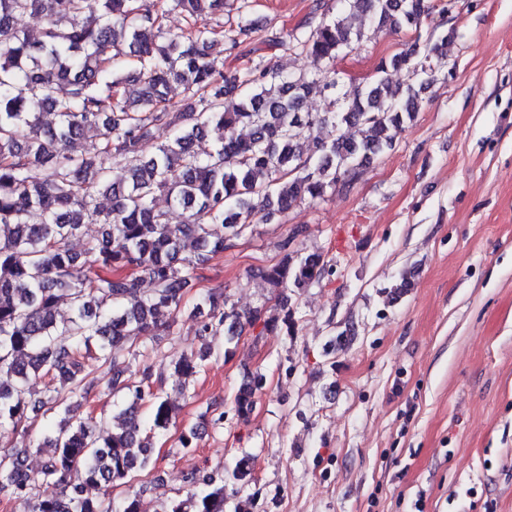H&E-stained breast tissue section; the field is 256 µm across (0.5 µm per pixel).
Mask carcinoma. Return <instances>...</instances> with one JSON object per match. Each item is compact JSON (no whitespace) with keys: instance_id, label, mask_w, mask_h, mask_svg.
I'll list each match as a JSON object with an SVG mask.
<instances>
[{"instance_id":"1","label":"carcinoma","mask_w":512,"mask_h":512,"mask_svg":"<svg viewBox=\"0 0 512 512\" xmlns=\"http://www.w3.org/2000/svg\"><path fill=\"white\" fill-rule=\"evenodd\" d=\"M347 16L321 15L286 35L266 36L310 62L307 75L277 70L258 55L242 71L224 70L221 25L197 27L202 16H224V0H100L96 15L86 0H0V430H27L30 414L58 417L45 437L54 448L31 475L18 459L0 456V491L29 512H141L138 493L112 500V488L127 486L137 473L154 468L152 438L172 424L168 398L147 390L153 365L141 378L112 376V393L126 399L112 425L80 418L74 404L87 399L86 373L96 367L127 366L143 355L133 344L160 333L174 335L175 313L200 315V336L231 343L246 323L263 320V330L292 334V297L318 283L326 272L322 253L293 247L303 227L280 243L282 258L261 272L275 290L273 313L238 310L222 290L187 303L189 290L212 254L236 245L251 219L266 221L307 199L345 188L383 152L395 146L422 104L421 91L435 81L433 57L443 55L454 33L432 45L420 37L380 61L375 78L341 91L326 65L358 45L363 26L417 32L430 0H341ZM181 13L189 27L166 28L167 15ZM39 15L36 36L16 26L23 15ZM409 79L394 84L389 71ZM183 98L172 101L173 87ZM328 107L312 112L313 90ZM51 112L56 125L44 128ZM210 126L227 131L200 154L195 142ZM249 129L245 138L232 134ZM337 131L327 140L319 131ZM358 128L360 138L347 134ZM161 129L170 136L145 157L142 147ZM83 136L89 147L70 149ZM309 153L301 151V140ZM126 171L112 180V165ZM344 182H339V177ZM112 197L101 206L99 195ZM170 207L188 214L170 222ZM87 224L101 236L82 252L69 248ZM119 241V248L113 243ZM195 253L185 254L186 242ZM70 315L57 319L58 302ZM210 352L155 355L174 373H199ZM50 377L45 390L31 380ZM263 378L253 375L234 398L238 414L250 413ZM253 460L239 458L230 475L217 470L191 474L198 491L168 498L161 512H241L234 497L252 478ZM234 485L226 490V482ZM98 491L95 497L86 489Z\"/></svg>"}]
</instances>
